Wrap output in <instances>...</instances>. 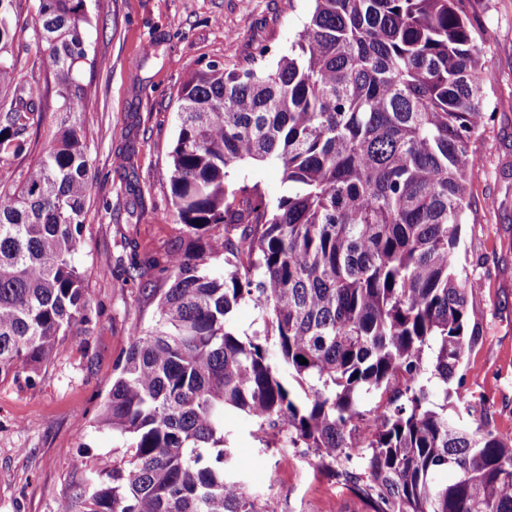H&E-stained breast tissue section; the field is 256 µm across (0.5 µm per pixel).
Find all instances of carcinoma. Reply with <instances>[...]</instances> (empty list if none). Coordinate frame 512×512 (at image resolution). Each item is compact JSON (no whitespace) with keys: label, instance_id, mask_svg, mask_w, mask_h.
Wrapping results in <instances>:
<instances>
[{"label":"carcinoma","instance_id":"1","mask_svg":"<svg viewBox=\"0 0 512 512\" xmlns=\"http://www.w3.org/2000/svg\"><path fill=\"white\" fill-rule=\"evenodd\" d=\"M23 2L0 0V383L32 380L93 317L74 261L92 17L88 0H38L56 131L18 171L45 120L10 59ZM314 2L276 64H210L181 88L168 180L190 241L130 248L126 278L158 268L169 287L96 416L122 455L78 463L60 512H277L235 470L232 413L313 449L373 512H512V440L453 401L479 336L453 257L494 120L470 0ZM265 161L282 170L273 198L237 178ZM242 304L257 312L243 334Z\"/></svg>","mask_w":512,"mask_h":512}]
</instances>
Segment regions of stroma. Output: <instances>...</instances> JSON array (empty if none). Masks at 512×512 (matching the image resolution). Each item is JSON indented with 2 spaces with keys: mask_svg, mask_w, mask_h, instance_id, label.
<instances>
[{
  "mask_svg": "<svg viewBox=\"0 0 512 512\" xmlns=\"http://www.w3.org/2000/svg\"><path fill=\"white\" fill-rule=\"evenodd\" d=\"M86 31L94 92L85 114L91 191L83 242L75 256L96 317L31 382L0 384V512H58L74 463L111 462L121 442L96 428L99 406L132 323L150 324L157 297L125 279L126 243L161 253L182 236L167 173L178 134L183 82L210 64L227 67L265 53L287 54L312 0H90ZM36 0H28L14 40L23 82L44 83L42 45L33 33ZM486 47V90L495 118L475 147L471 209L456 257L480 283L475 301L480 336L464 363L461 414L512 438V0H471ZM236 465L248 491L273 498L279 512H372L367 499L308 448L285 434L231 424Z\"/></svg>",
  "mask_w": 512,
  "mask_h": 512,
  "instance_id": "1",
  "label": "stroma"
}]
</instances>
